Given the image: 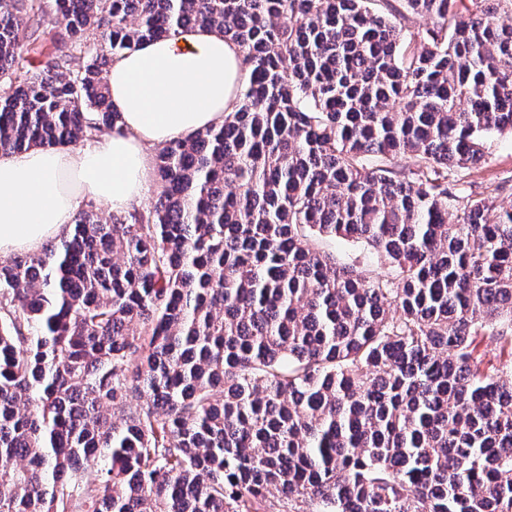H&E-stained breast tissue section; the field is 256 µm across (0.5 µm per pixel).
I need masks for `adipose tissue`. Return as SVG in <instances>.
<instances>
[{
	"label": "adipose tissue",
	"mask_w": 512,
	"mask_h": 512,
	"mask_svg": "<svg viewBox=\"0 0 512 512\" xmlns=\"http://www.w3.org/2000/svg\"><path fill=\"white\" fill-rule=\"evenodd\" d=\"M248 79L238 46L207 27L113 57L107 87L122 132L0 153V257L62 234L85 201L117 213L138 205L151 189V149L222 124Z\"/></svg>",
	"instance_id": "obj_1"
}]
</instances>
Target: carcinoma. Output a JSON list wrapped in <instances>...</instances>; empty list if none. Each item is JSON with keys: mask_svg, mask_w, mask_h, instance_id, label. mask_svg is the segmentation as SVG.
I'll return each instance as SVG.
<instances>
[{"mask_svg": "<svg viewBox=\"0 0 512 512\" xmlns=\"http://www.w3.org/2000/svg\"><path fill=\"white\" fill-rule=\"evenodd\" d=\"M503 14L0 0V152L120 130L103 72L146 39L215 28L251 69L145 207L0 260V512H512V380L474 357L512 342V204L448 174L512 133ZM319 248L333 254L341 264L360 263L361 265H368L383 274L387 272V266L381 262L377 253L367 246L347 242L339 238H327L319 242Z\"/></svg>", "mask_w": 512, "mask_h": 512, "instance_id": "obj_1", "label": "carcinoma"}]
</instances>
